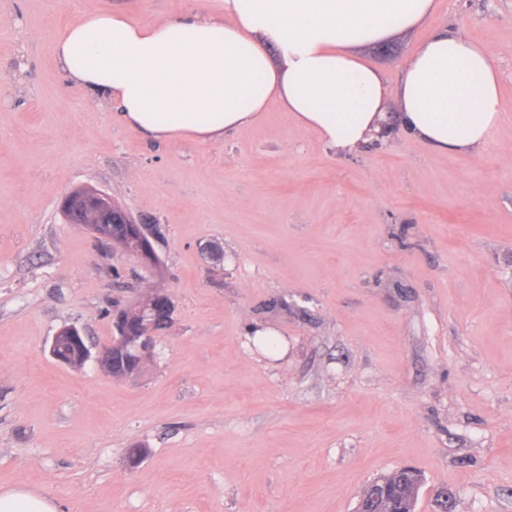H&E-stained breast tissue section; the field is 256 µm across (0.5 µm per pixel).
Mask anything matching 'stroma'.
<instances>
[{
    "label": "stroma",
    "instance_id": "35a3bbf8",
    "mask_svg": "<svg viewBox=\"0 0 512 512\" xmlns=\"http://www.w3.org/2000/svg\"><path fill=\"white\" fill-rule=\"evenodd\" d=\"M189 6L0 0V488L58 512H353L412 466L416 512L441 487L455 512H512V0H436L388 53L359 51L393 81L436 29L484 44L485 149L395 123L348 158L277 106L219 143H158L65 83L66 23ZM82 188L157 229L160 267L66 220ZM156 290L174 312L139 374L50 356L70 325L107 344L115 304Z\"/></svg>",
    "mask_w": 512,
    "mask_h": 512
}]
</instances>
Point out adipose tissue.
Returning <instances> with one entry per match:
<instances>
[{"label": "adipose tissue", "mask_w": 512, "mask_h": 512, "mask_svg": "<svg viewBox=\"0 0 512 512\" xmlns=\"http://www.w3.org/2000/svg\"><path fill=\"white\" fill-rule=\"evenodd\" d=\"M435 6L222 0L218 11L197 6L150 24L96 11L60 29L53 53L72 86L107 98L127 128L159 142H219L278 104L345 157L394 118L436 151L476 152L501 121L499 71L481 45L440 28L394 83L356 53L418 26Z\"/></svg>", "instance_id": "adipose-tissue-1"}]
</instances>
